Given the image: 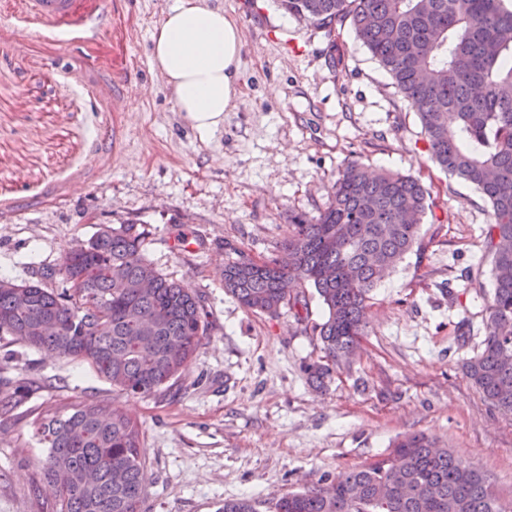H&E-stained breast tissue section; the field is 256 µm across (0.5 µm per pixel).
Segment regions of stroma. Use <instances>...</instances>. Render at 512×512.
Returning a JSON list of instances; mask_svg holds the SVG:
<instances>
[{
  "label": "stroma",
  "instance_id": "35a3bbf8",
  "mask_svg": "<svg viewBox=\"0 0 512 512\" xmlns=\"http://www.w3.org/2000/svg\"><path fill=\"white\" fill-rule=\"evenodd\" d=\"M107 2L91 42L24 25L22 0H0V278L31 280L99 225L135 223L146 259L201 295L208 332L173 395L147 398L0 335V512H56L32 422L82 401L141 424L143 512H219L238 498L272 512L275 497L376 462L413 433L471 462L512 512V415L464 370L486 336L490 206L431 162L384 69L350 27L328 39L275 0H208L245 44L241 93L203 141L151 56L174 0ZM353 159L420 178L437 219L374 288L350 366L318 391L303 370L321 354L315 290L301 318L251 313L225 292L224 264L238 250L276 255L289 216L317 217Z\"/></svg>",
  "mask_w": 512,
  "mask_h": 512
}]
</instances>
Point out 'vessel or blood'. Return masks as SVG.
Returning <instances> with one entry per match:
<instances>
[{"label": "vessel or blood", "mask_w": 512, "mask_h": 512, "mask_svg": "<svg viewBox=\"0 0 512 512\" xmlns=\"http://www.w3.org/2000/svg\"><path fill=\"white\" fill-rule=\"evenodd\" d=\"M26 17L61 32H81L96 37V19L105 15L102 0H24Z\"/></svg>", "instance_id": "obj_1"}]
</instances>
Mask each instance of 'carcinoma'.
I'll return each mask as SVG.
<instances>
[{"mask_svg":"<svg viewBox=\"0 0 512 512\" xmlns=\"http://www.w3.org/2000/svg\"><path fill=\"white\" fill-rule=\"evenodd\" d=\"M289 15L330 34L350 25L418 114L432 161L490 204L493 288L484 349L465 364L494 408L512 413V3L509 0H278ZM433 200L411 175L358 160L339 170L329 205L292 216L279 254L240 252L224 291L252 313L277 316L313 288L324 356L304 367L323 387L346 364L378 282L421 241ZM143 233L121 224L65 251L62 292L0 279V333L25 346L87 362L120 393L165 395L188 368L208 322L200 297L142 253ZM34 431L47 449L44 480L60 512H142L146 488L139 424L120 410L80 403L46 413ZM219 512H258L248 499ZM274 512H503L487 478L424 434L389 457L312 491L279 497Z\"/></svg>","mask_w":512,"mask_h":512,"instance_id":"carcinoma-1","label":"carcinoma"}]
</instances>
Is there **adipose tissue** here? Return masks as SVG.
Wrapping results in <instances>:
<instances>
[{
  "label": "adipose tissue",
  "mask_w": 512,
  "mask_h": 512,
  "mask_svg": "<svg viewBox=\"0 0 512 512\" xmlns=\"http://www.w3.org/2000/svg\"><path fill=\"white\" fill-rule=\"evenodd\" d=\"M243 47L240 25L205 0H176L151 33L152 58L201 140L223 127L239 94Z\"/></svg>",
  "instance_id": "adipose-tissue-1"
}]
</instances>
